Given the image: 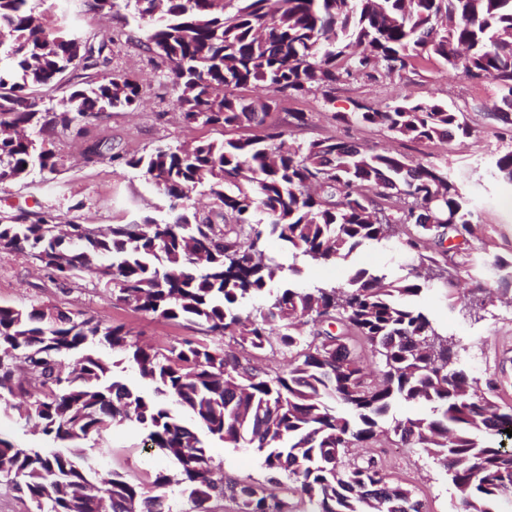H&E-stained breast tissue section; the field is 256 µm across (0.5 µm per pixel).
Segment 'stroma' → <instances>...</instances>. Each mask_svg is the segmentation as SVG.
Masks as SVG:
<instances>
[{"label":"stroma","mask_w":512,"mask_h":512,"mask_svg":"<svg viewBox=\"0 0 512 512\" xmlns=\"http://www.w3.org/2000/svg\"><path fill=\"white\" fill-rule=\"evenodd\" d=\"M35 7L49 24L70 26L91 42L112 33L114 44L99 71L123 76L137 84L140 105L136 110H114L67 128H56L48 146L60 159L57 172L35 171L24 181L0 184V217L20 213L51 215L76 224L108 228L115 224L143 223L151 219L174 221L178 212L194 213L208 206L204 187H197L171 210L170 202L138 170L113 162L114 154L142 155L161 144L192 146L200 141H221L264 135L275 127L300 141L347 137L364 148L402 154L428 164L446 163L470 208L478 216L475 232L460 247L455 266L448 273L458 289L469 295L468 304L450 303L443 288L424 287L416 303L449 335L461 343L455 363L470 377L494 381L499 402L512 405V303L486 300L480 284L486 278L481 267L500 256L512 260V187L496 174V157L512 150V130L490 119L500 91L494 81L473 82L436 60L417 61L413 71L392 74L370 82L351 78L337 84L333 101L322 90L302 96L274 93L260 85L238 89L240 97L274 98L264 124L243 123L233 128L220 125L191 126L174 105L171 65L148 51L140 34L124 28L120 18L133 7H121L119 15L104 14L88 0H37ZM434 98L463 112L469 136L446 141L410 142L378 126L343 127L335 113L349 111L353 102L367 101L377 108L401 102ZM306 113V125L294 124L295 113ZM405 226H397L395 240L358 248L344 261L322 265L295 263L286 247L269 240L268 248L283 265H298L289 279H274L271 289L318 283L345 284L350 274L363 268L389 278L405 277L408 260L397 247ZM53 306L81 313L106 323L122 324L142 342L158 348L177 339L197 335L195 325L176 323L137 311L118 301L111 289L90 275L59 286L38 262L20 251L0 250V306ZM143 431L132 424L113 425L102 436L86 441L88 454L104 472H116L134 482L150 484L153 473L164 467L163 458L145 448ZM209 453L216 475L245 481H263V458L252 448H236L214 442ZM357 456L382 459L392 477L411 488L423 500L427 512H459L451 477L419 448H400L387 441L360 448Z\"/></svg>","instance_id":"stroma-1"}]
</instances>
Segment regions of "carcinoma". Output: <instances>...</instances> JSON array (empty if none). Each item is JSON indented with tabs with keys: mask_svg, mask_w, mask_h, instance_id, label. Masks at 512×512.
I'll list each match as a JSON object with an SVG mask.
<instances>
[{
	"mask_svg": "<svg viewBox=\"0 0 512 512\" xmlns=\"http://www.w3.org/2000/svg\"><path fill=\"white\" fill-rule=\"evenodd\" d=\"M31 2L0 0V184L24 180L35 166L56 170L44 138L55 126L140 101L136 84L106 74L45 107L40 90L64 85L113 38L94 45L66 25L49 28ZM132 19L150 22L146 46L171 63L176 105L189 124L263 121L271 105L256 112L224 94L228 88L263 83L292 95L315 88L330 100L346 78L376 82L437 58L468 79L496 80L502 106L492 116L512 125V0H135ZM335 119L410 141L470 135L459 113L437 100L385 111L357 101ZM112 160L170 199L205 186L223 223L194 213L102 232L21 213L0 220V250L27 253L62 286L91 274L141 312L228 342L184 338L162 350L122 324L48 306H0V399L18 400V419L40 436L34 447L0 437V478L35 512H174L162 494L172 485L196 512L214 497L233 500L238 512H293L288 497L268 495L259 483L214 478L208 438L256 449L265 481L299 491L306 512H425L380 460L350 457L349 449L391 435L449 472L462 512L512 508V448L500 440L512 430V406L495 399L493 382L482 387L455 369L456 340L407 302L436 278L434 268L454 262L459 245L445 242L474 232L475 214L448 166L342 138L287 142L276 131ZM495 168L512 186V150ZM398 224L415 228L400 240L415 260L404 279L358 269L344 286L267 288L296 267L276 263L266 234L295 259L334 263L392 238ZM490 274L496 287L487 298L512 293V261L496 259ZM256 296L265 306L241 316L242 300ZM94 343L122 354L153 394L114 377V363ZM275 346L288 354L285 372L256 364ZM363 347L378 357L375 376L364 370ZM397 401L427 404L432 415L389 422ZM123 422L147 431L172 465L154 473L157 495L86 460L83 441Z\"/></svg>",
	"mask_w": 512,
	"mask_h": 512,
	"instance_id": "carcinoma-1",
	"label": "carcinoma"
}]
</instances>
